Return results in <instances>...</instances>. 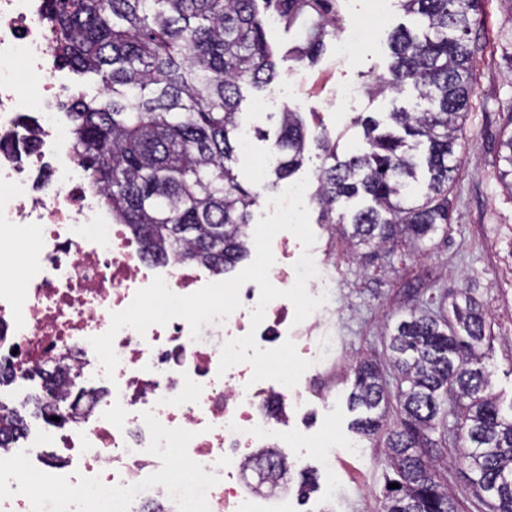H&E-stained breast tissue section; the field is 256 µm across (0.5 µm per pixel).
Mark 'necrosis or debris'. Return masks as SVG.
<instances>
[{
	"label": "necrosis or debris",
	"mask_w": 512,
	"mask_h": 512,
	"mask_svg": "<svg viewBox=\"0 0 512 512\" xmlns=\"http://www.w3.org/2000/svg\"><path fill=\"white\" fill-rule=\"evenodd\" d=\"M20 63L39 80L35 94L19 86ZM74 94L43 0H0V245L22 251L20 267L0 268V365L26 385L33 367L65 361L86 382L66 387L82 406L44 425L52 455L32 458L15 442L0 448V512H148L155 502L167 512H297V499L256 464L262 451L287 467L325 447L293 421L303 391L252 382L246 363L218 371L223 343L248 331L263 349L307 336L314 321L295 323L291 301L270 302L252 328L260 291L248 282L240 308L203 326L199 339L181 319L143 335L122 329L119 364L105 377L89 339L138 289L160 276L188 295L217 275L172 256L145 260L103 209L71 147ZM36 468L65 495L30 494L24 478Z\"/></svg>",
	"instance_id": "1"
}]
</instances>
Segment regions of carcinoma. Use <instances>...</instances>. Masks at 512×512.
Here are the masks:
<instances>
[{"label":"carcinoma","instance_id":"cac0c4a2","mask_svg":"<svg viewBox=\"0 0 512 512\" xmlns=\"http://www.w3.org/2000/svg\"><path fill=\"white\" fill-rule=\"evenodd\" d=\"M326 0H263L291 23L301 4ZM416 28L390 37L392 61L372 92L410 84L424 108L389 113L399 135L367 118L364 146L341 160L325 132L311 135L299 113H281L273 158L284 180L303 163L308 140L322 151L315 199L322 222L343 225L351 247L388 255L401 241L420 248L450 223L448 182L456 170L459 120L474 93L470 38L481 0H401ZM58 59L71 71L93 74L107 91L71 99L72 145L112 218L129 226L144 258L171 254L209 266L234 268L248 253L247 228L259 191L234 172L241 86L257 90L278 78L258 0H45ZM336 18L324 20L302 48L313 61ZM501 180L512 187V134L500 141ZM366 204L349 210L356 198ZM443 317L432 297L400 320L389 335L393 393L378 366L362 358L353 368L352 409L365 415L355 432L384 440L394 473L382 512H458L436 478L429 449L437 427L448 428L467 451L461 463L492 512H512V405L504 412L491 390L484 360L485 313L467 293ZM396 401L402 418L389 423ZM24 420L0 401V446L23 434Z\"/></svg>","mask_w":512,"mask_h":512}]
</instances>
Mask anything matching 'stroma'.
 <instances>
[{
	"mask_svg": "<svg viewBox=\"0 0 512 512\" xmlns=\"http://www.w3.org/2000/svg\"><path fill=\"white\" fill-rule=\"evenodd\" d=\"M369 4L333 0L331 11L340 29L357 25L365 28L366 37L348 56L337 53L335 41H327L312 64L298 60L297 49L320 21L314 8L305 7L292 24L268 26L279 76L265 90H243L241 122L250 144L239 152L236 165L244 185L260 192L254 217L271 214L269 197L287 187L266 167L281 112H298L309 128L326 130L343 160L362 145L364 118L385 119L393 108L416 100L417 92L409 85L399 93L371 91L387 65L388 35L405 16L400 0H390L385 19L376 22ZM473 34L480 45L473 58L475 93L455 148L458 166L448 190L451 222L446 231L415 255L396 250L379 274L373 264L351 254L338 225L321 223L318 206L307 205L314 248L327 268L323 290L328 299L319 326L306 341L319 364L299 384L317 426L336 440V496L330 512L380 510L391 471L382 442L350 428L355 417L348 406L353 367L366 355L384 362L386 325L429 296L465 289L484 308L492 390L502 407L512 406V193L498 178L499 139L512 116V0H483ZM342 87L351 89L349 100L337 99ZM260 100L267 103L262 113L255 110ZM433 438V465L460 512H491L489 502L472 492L455 437L440 429Z\"/></svg>",
	"mask_w": 512,
	"mask_h": 512,
	"instance_id": "obj_1",
	"label": "stroma"
}]
</instances>
